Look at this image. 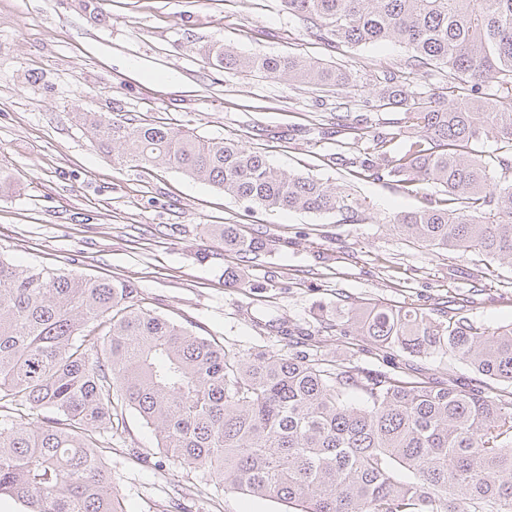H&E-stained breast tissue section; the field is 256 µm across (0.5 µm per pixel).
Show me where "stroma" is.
Wrapping results in <instances>:
<instances>
[{
    "mask_svg": "<svg viewBox=\"0 0 512 512\" xmlns=\"http://www.w3.org/2000/svg\"><path fill=\"white\" fill-rule=\"evenodd\" d=\"M240 55L304 53L355 79L346 97L283 78L229 71L212 44ZM400 43L336 54L303 37L281 0H0V165L16 186L0 195V253L21 268L45 266L130 281L141 305L240 356L309 351L352 354L367 373L412 370L434 385L470 384L473 368L448 357H409L356 332L323 328L339 297L435 312L448 294L467 299L475 325L512 323V268L478 255L436 254L397 235L391 222L417 196L336 162L319 124L351 109L381 127L394 108L368 104L375 75L395 66ZM164 123L211 139H240L280 170L348 185L365 217L252 209L174 168L114 164L78 115ZM236 224L271 250L224 285L237 260L211 234ZM112 437V481L125 512H176L182 490L204 494L205 512H293L289 504L225 490L204 468L164 456L134 411Z\"/></svg>",
    "mask_w": 512,
    "mask_h": 512,
    "instance_id": "35a3bbf8",
    "label": "stroma"
}]
</instances>
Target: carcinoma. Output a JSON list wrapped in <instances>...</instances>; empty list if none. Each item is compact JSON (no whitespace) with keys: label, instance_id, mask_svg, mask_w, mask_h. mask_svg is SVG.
<instances>
[{"label":"carcinoma","instance_id":"carcinoma-1","mask_svg":"<svg viewBox=\"0 0 512 512\" xmlns=\"http://www.w3.org/2000/svg\"><path fill=\"white\" fill-rule=\"evenodd\" d=\"M304 34L341 51L382 41L405 55L375 76L377 106L401 105L393 129L349 112L322 128L346 162L421 195L393 229L430 251L477 252L512 266V0H282ZM209 56L226 70L288 77L343 94L352 74L302 53L244 58L227 45ZM439 71L442 100L409 75ZM79 120L113 158L170 166L266 212H334L361 203L349 189L286 173L242 140H203L166 124ZM493 139L487 160L472 144ZM353 152L348 158L345 152ZM214 234L239 266L270 249L236 224ZM448 296L434 318L419 308L349 302L336 325L409 355H446L480 379L426 386L364 375L354 356L322 363L305 354L234 356L141 307L137 289L110 276L18 268L0 256V408L41 412L0 425V495L29 512H124L106 464L112 431L133 409L163 453L207 468L240 493L298 512H512V324L486 329Z\"/></svg>","mask_w":512,"mask_h":512}]
</instances>
